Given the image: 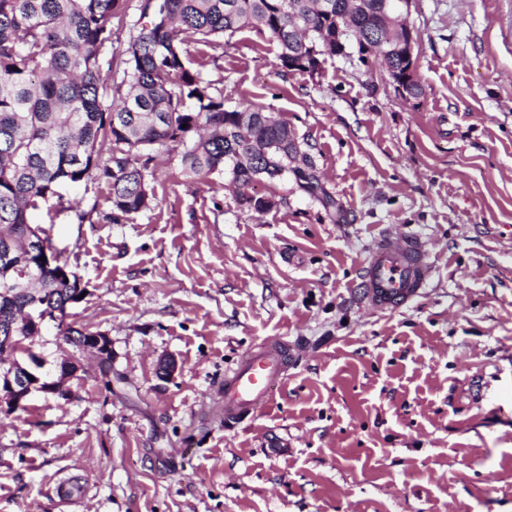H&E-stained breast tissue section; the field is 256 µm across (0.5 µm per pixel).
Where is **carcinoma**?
<instances>
[{
  "instance_id": "carcinoma-1",
  "label": "carcinoma",
  "mask_w": 512,
  "mask_h": 512,
  "mask_svg": "<svg viewBox=\"0 0 512 512\" xmlns=\"http://www.w3.org/2000/svg\"><path fill=\"white\" fill-rule=\"evenodd\" d=\"M328 2L325 12L320 0H140L149 25L129 36L123 76L106 84L101 68L112 61L103 54L129 0H0V330L32 294L63 302L78 291L67 261H41L43 230L34 216L74 210L62 191L94 181L108 187L105 219L114 224L150 208L147 176L157 145H184L182 170L191 179L229 172L246 207L259 214L270 207L249 193L252 171L230 166L227 155L253 140L273 145L261 167L272 176L288 173L301 158L308 173L294 174L299 186L335 207L288 122L225 105L224 90L188 66L179 38L189 31L195 42L213 45L256 28L277 43L283 68L313 74L321 57L336 53V32L353 24L360 37L346 39H355L359 59L375 53L372 36L397 0H367L360 14L349 8L354 0Z\"/></svg>"
}]
</instances>
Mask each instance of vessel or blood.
<instances>
[{"mask_svg": "<svg viewBox=\"0 0 512 512\" xmlns=\"http://www.w3.org/2000/svg\"><path fill=\"white\" fill-rule=\"evenodd\" d=\"M430 274L431 267L417 239L393 231L373 248L362 276V298L374 310L400 308L426 287ZM294 353V347L284 341L261 346L225 377L226 429L235 428L244 415L267 404L271 386L282 379Z\"/></svg>", "mask_w": 512, "mask_h": 512, "instance_id": "1", "label": "vessel or blood"}]
</instances>
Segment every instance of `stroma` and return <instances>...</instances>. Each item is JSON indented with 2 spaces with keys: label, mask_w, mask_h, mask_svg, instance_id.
<instances>
[{
  "label": "stroma",
  "mask_w": 512,
  "mask_h": 512,
  "mask_svg": "<svg viewBox=\"0 0 512 512\" xmlns=\"http://www.w3.org/2000/svg\"><path fill=\"white\" fill-rule=\"evenodd\" d=\"M402 95L356 47L286 71L268 33L188 42L230 106L294 127L335 208L294 181L189 182L183 145L156 149L150 209L48 219L81 278L77 328L108 333L70 400L0 418V512H512V0H413ZM421 238L431 281L406 306L360 297L390 227ZM299 348L271 402L234 430L217 393L260 345ZM174 371L161 375L160 360Z\"/></svg>",
  "instance_id": "1"
}]
</instances>
